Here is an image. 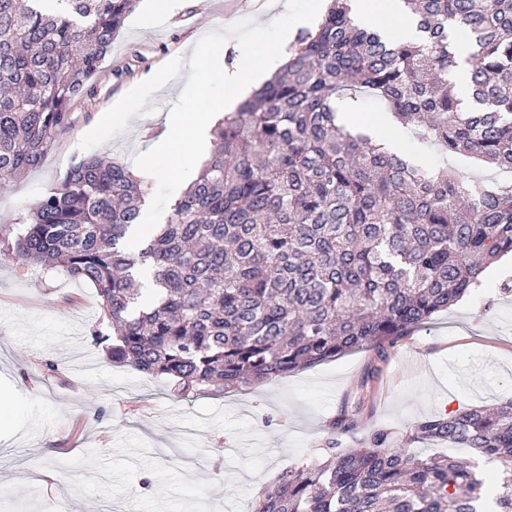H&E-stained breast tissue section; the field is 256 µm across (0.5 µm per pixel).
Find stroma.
<instances>
[{
  "instance_id": "35a3bbf8",
  "label": "stroma",
  "mask_w": 512,
  "mask_h": 512,
  "mask_svg": "<svg viewBox=\"0 0 512 512\" xmlns=\"http://www.w3.org/2000/svg\"><path fill=\"white\" fill-rule=\"evenodd\" d=\"M145 0L95 76L97 96L72 109L42 164L0 182V239L96 154L128 165L157 142L182 92L196 44L234 22L268 25L285 0H187L150 17ZM161 72L164 87L145 78ZM107 321L92 285L34 262L0 261V401L14 426L0 437V512H251L259 491L333 440L393 432L421 456L468 449L406 443L420 420L512 398V259L479 288L388 347L371 348L229 388L178 397L169 381L113 362L92 334ZM348 415L355 428L338 435Z\"/></svg>"
}]
</instances>
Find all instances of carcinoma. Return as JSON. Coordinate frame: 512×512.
Returning a JSON list of instances; mask_svg holds the SVG:
<instances>
[{
	"label": "carcinoma",
	"mask_w": 512,
	"mask_h": 512,
	"mask_svg": "<svg viewBox=\"0 0 512 512\" xmlns=\"http://www.w3.org/2000/svg\"><path fill=\"white\" fill-rule=\"evenodd\" d=\"M136 0H0V182L38 167ZM331 0L288 61L224 116L211 156L134 253L148 185L98 155L0 241V257L95 289L115 363L183 397L271 381L349 351L386 347L479 286L512 253V183L464 181L338 120L370 97L444 156L512 170V0H403L419 39L361 27ZM471 104L456 95L458 52ZM147 265L145 296L133 269ZM370 432L330 442L255 499L254 512H512V399L420 421L407 439L470 448L487 480Z\"/></svg>",
	"instance_id": "cac0c4a2"
}]
</instances>
